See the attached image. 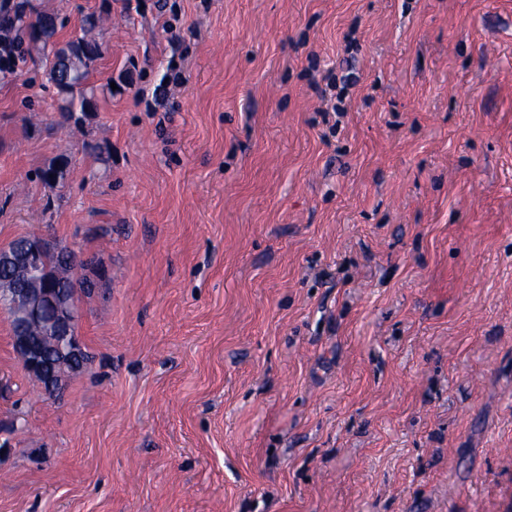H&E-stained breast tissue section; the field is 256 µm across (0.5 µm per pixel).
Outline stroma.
I'll list each match as a JSON object with an SVG mask.
<instances>
[{
    "instance_id": "1",
    "label": "stroma",
    "mask_w": 512,
    "mask_h": 512,
    "mask_svg": "<svg viewBox=\"0 0 512 512\" xmlns=\"http://www.w3.org/2000/svg\"><path fill=\"white\" fill-rule=\"evenodd\" d=\"M139 2L32 0L93 111L0 81V247L91 282L57 397L0 309V512H512V0ZM69 254L61 253L56 248H52L44 253L41 259V268L43 271L47 270L48 274L55 277L58 285L65 290L72 291L70 288L72 282L77 280L76 268L73 263H68L67 257Z\"/></svg>"
}]
</instances>
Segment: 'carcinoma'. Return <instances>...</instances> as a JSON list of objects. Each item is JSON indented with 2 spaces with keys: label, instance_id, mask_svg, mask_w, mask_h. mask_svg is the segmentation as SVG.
<instances>
[{
  "label": "carcinoma",
  "instance_id": "obj_1",
  "mask_svg": "<svg viewBox=\"0 0 512 512\" xmlns=\"http://www.w3.org/2000/svg\"><path fill=\"white\" fill-rule=\"evenodd\" d=\"M57 30L55 17H32L30 0H0V78L6 79L25 67L34 60L33 51H39L47 78L63 97L62 116L68 120L77 112L94 109V92L88 80L100 48L85 35L58 47L54 41ZM41 268L66 290L76 280L74 265L55 248L44 253Z\"/></svg>",
  "mask_w": 512,
  "mask_h": 512
}]
</instances>
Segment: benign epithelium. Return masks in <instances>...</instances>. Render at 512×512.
<instances>
[{"label":"benign epithelium","mask_w":512,"mask_h":512,"mask_svg":"<svg viewBox=\"0 0 512 512\" xmlns=\"http://www.w3.org/2000/svg\"><path fill=\"white\" fill-rule=\"evenodd\" d=\"M46 243L45 238L31 235L14 248H0V266L24 270L33 278L34 284L32 288H23L12 294L7 314L21 329L30 320L43 316L48 334L57 347L58 365L72 369L82 363L85 352L77 333L78 308L76 304L65 300L51 282L39 279V259ZM13 347L26 370L46 385L48 391L62 389V377L49 369L45 351L33 337L23 333L13 335Z\"/></svg>","instance_id":"obj_1"}]
</instances>
